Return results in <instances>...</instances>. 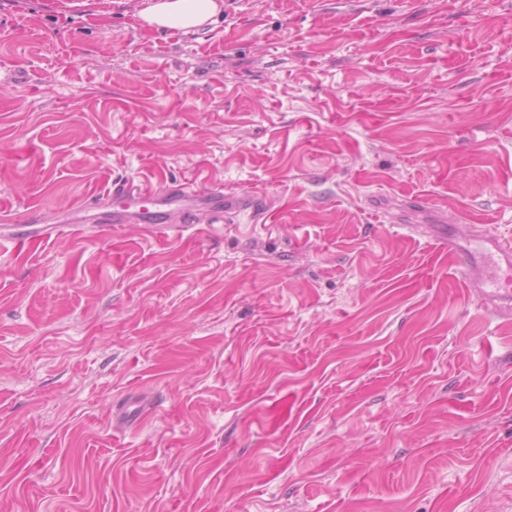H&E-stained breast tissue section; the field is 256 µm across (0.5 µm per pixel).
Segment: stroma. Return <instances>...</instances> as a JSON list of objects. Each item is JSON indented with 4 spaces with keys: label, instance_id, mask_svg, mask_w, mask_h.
<instances>
[{
    "label": "stroma",
    "instance_id": "35a3bbf8",
    "mask_svg": "<svg viewBox=\"0 0 512 512\" xmlns=\"http://www.w3.org/2000/svg\"><path fill=\"white\" fill-rule=\"evenodd\" d=\"M0 0V512H512V0ZM265 195L208 237L112 179ZM219 10L215 0H158L141 17L151 26L186 31L201 28ZM1 224H13L18 229L15 232H11L9 238L13 241H24L31 236L41 237L42 239H50L52 236L58 237L63 235L65 232L75 231V224H52L40 228L28 229L31 226L29 224H18V220L7 215L0 216ZM33 234V235H31ZM473 242L478 251V259L470 256L472 252H460L455 236L442 234L437 244L458 255L457 275L464 285L478 288L482 299L494 305L501 316L510 318L512 311V240L502 239L488 234L481 227H475Z\"/></svg>",
    "mask_w": 512,
    "mask_h": 512
}]
</instances>
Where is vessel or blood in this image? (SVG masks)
Segmentation results:
<instances>
[{
	"label": "vessel or blood",
	"mask_w": 512,
	"mask_h": 512,
	"mask_svg": "<svg viewBox=\"0 0 512 512\" xmlns=\"http://www.w3.org/2000/svg\"><path fill=\"white\" fill-rule=\"evenodd\" d=\"M227 200L230 199L223 189L216 187L202 189L190 183L157 186L121 179L113 181L99 201L104 208L99 224L102 232L109 233L133 216L151 228L167 230L171 227V211L188 212L198 206L208 215L218 217L223 214ZM68 230L65 224L34 230L22 224L11 235L0 232V241L8 237L20 242L33 235L48 239L61 236ZM472 241L478 249L474 257L460 250L455 236L445 233L437 238L440 248L457 254V274L464 285L477 288L480 297L494 305L500 315L512 314V240L492 236L479 228L474 231Z\"/></svg>",
	"instance_id": "b4317fda"
}]
</instances>
